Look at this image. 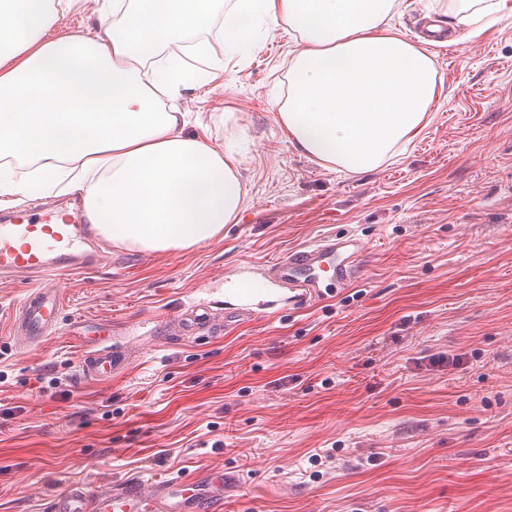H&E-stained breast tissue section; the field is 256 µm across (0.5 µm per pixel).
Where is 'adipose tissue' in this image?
I'll use <instances>...</instances> for the list:
<instances>
[{
	"label": "adipose tissue",
	"instance_id": "ef3b65f1",
	"mask_svg": "<svg viewBox=\"0 0 512 512\" xmlns=\"http://www.w3.org/2000/svg\"><path fill=\"white\" fill-rule=\"evenodd\" d=\"M78 0H0V205L64 186L109 241L148 252L187 249L234 223L240 160L186 133L163 95L200 84L218 28L251 38L256 11L285 24L299 48L278 105L290 143L351 174L397 156L442 91L429 52L394 30L398 0H106L102 31L47 38ZM445 15L488 29L512 0H443ZM28 168L24 181L16 171Z\"/></svg>",
	"mask_w": 512,
	"mask_h": 512
}]
</instances>
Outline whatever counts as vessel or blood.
I'll return each instance as SVG.
<instances>
[{"label": "vessel or blood", "mask_w": 512, "mask_h": 512, "mask_svg": "<svg viewBox=\"0 0 512 512\" xmlns=\"http://www.w3.org/2000/svg\"><path fill=\"white\" fill-rule=\"evenodd\" d=\"M98 233L84 223L80 206L34 213L14 209L0 214V281L24 276L43 279L86 271L100 264L93 238ZM362 242L350 235L299 247L267 262L257 280L246 281L239 291L244 302L256 296L287 293L288 307L300 311L327 298L325 281L346 288L361 279ZM63 308L54 290L30 289L9 319L15 342L35 345L55 332ZM128 357L116 348L89 352L82 366L89 380L112 378L127 368ZM223 470H207L194 478L157 480L143 484L136 477L112 481L96 493L73 487L54 495L50 512H223Z\"/></svg>", "instance_id": "b4317fda"}]
</instances>
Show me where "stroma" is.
Instances as JSON below:
<instances>
[{
  "label": "stroma",
  "instance_id": "stroma-1",
  "mask_svg": "<svg viewBox=\"0 0 512 512\" xmlns=\"http://www.w3.org/2000/svg\"><path fill=\"white\" fill-rule=\"evenodd\" d=\"M430 46L442 79L405 151L359 175L312 161L274 108L295 40L258 21L212 48L207 82L172 104L189 132L233 143L237 223L188 249L102 243L95 269L44 284L62 320L19 349L8 315L30 287L0 284V512H46L100 480L224 470V512H512V16ZM365 245L364 278L334 300L242 310L243 266L325 236ZM108 324L130 364L80 380Z\"/></svg>",
  "mask_w": 512,
  "mask_h": 512
}]
</instances>
